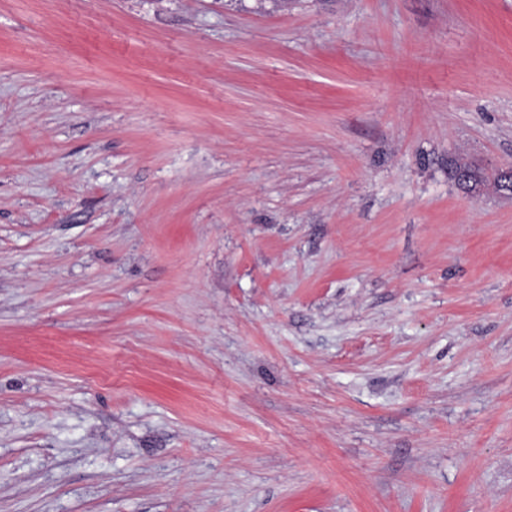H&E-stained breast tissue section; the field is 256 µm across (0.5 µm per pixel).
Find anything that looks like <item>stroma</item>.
Wrapping results in <instances>:
<instances>
[{"label": "stroma", "mask_w": 512, "mask_h": 512, "mask_svg": "<svg viewBox=\"0 0 512 512\" xmlns=\"http://www.w3.org/2000/svg\"><path fill=\"white\" fill-rule=\"evenodd\" d=\"M509 166L512 0H0V512H512Z\"/></svg>", "instance_id": "stroma-1"}]
</instances>
